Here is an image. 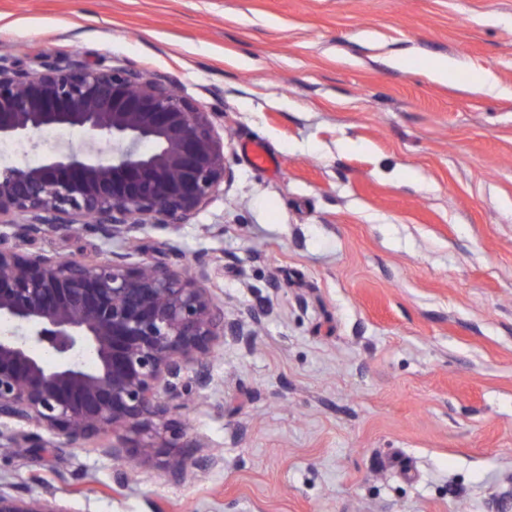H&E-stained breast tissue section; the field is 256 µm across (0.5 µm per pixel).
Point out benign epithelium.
<instances>
[{
	"instance_id": "obj_1",
	"label": "benign epithelium",
	"mask_w": 512,
	"mask_h": 512,
	"mask_svg": "<svg viewBox=\"0 0 512 512\" xmlns=\"http://www.w3.org/2000/svg\"><path fill=\"white\" fill-rule=\"evenodd\" d=\"M53 127L83 131L89 149L0 165V423L35 428L14 448H82L105 432L116 460L203 448L175 412L209 386L217 343L249 331L224 320L208 269L188 276L163 250L135 265L124 244L189 223L232 180L224 114L127 63L0 58V142ZM88 220L102 240L92 259L23 251ZM0 512L71 510L0 491Z\"/></svg>"
}]
</instances>
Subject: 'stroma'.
<instances>
[{
  "label": "stroma",
  "instance_id": "35a3bbf8",
  "mask_svg": "<svg viewBox=\"0 0 512 512\" xmlns=\"http://www.w3.org/2000/svg\"><path fill=\"white\" fill-rule=\"evenodd\" d=\"M41 53L163 72L223 113L233 180L130 251L207 265L225 319L264 317L177 413L217 466L174 482L101 448L0 447V490L75 512H512V97L431 74L448 56L512 87V0H0V57ZM100 244L87 224L30 248Z\"/></svg>",
  "mask_w": 512,
  "mask_h": 512
}]
</instances>
